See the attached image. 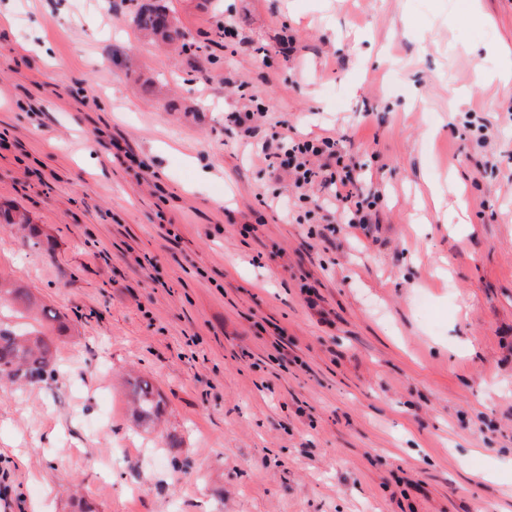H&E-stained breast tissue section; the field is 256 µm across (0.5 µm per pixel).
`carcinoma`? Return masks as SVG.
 <instances>
[{
	"instance_id": "obj_1",
	"label": "carcinoma",
	"mask_w": 512,
	"mask_h": 512,
	"mask_svg": "<svg viewBox=\"0 0 512 512\" xmlns=\"http://www.w3.org/2000/svg\"><path fill=\"white\" fill-rule=\"evenodd\" d=\"M135 19L139 30L154 40L163 44L178 43L185 49L192 46L189 34L161 5L137 6ZM13 313L26 322L10 321ZM56 320L58 316L47 314L46 308L38 304L27 288L0 276V381L47 384L57 381V346L43 332V328ZM129 386L138 423L148 429L160 415L161 401L145 380L134 378Z\"/></svg>"
}]
</instances>
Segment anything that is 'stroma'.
Masks as SVG:
<instances>
[{
    "instance_id": "obj_1",
    "label": "stroma",
    "mask_w": 512,
    "mask_h": 512,
    "mask_svg": "<svg viewBox=\"0 0 512 512\" xmlns=\"http://www.w3.org/2000/svg\"><path fill=\"white\" fill-rule=\"evenodd\" d=\"M162 2L191 50L134 0L0 27V209L40 230L0 224V273L74 329L57 383L0 384V512H512V0ZM275 132L341 137L370 233L270 175ZM136 23L141 32L163 44L179 43L183 48H190L192 40L189 34L171 17L164 6L158 4H141L137 6ZM129 386L138 423L148 429L160 415L161 401L157 392L145 380L134 378L129 382Z\"/></svg>"
}]
</instances>
